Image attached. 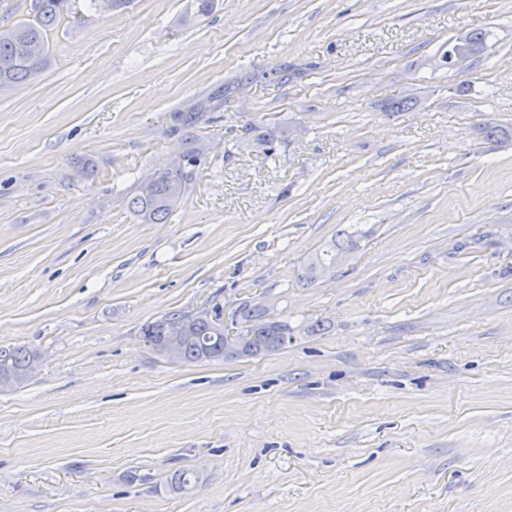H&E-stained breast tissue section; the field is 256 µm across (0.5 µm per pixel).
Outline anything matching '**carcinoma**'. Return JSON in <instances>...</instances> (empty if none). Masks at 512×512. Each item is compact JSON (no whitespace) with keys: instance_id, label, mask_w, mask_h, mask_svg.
<instances>
[{"instance_id":"1","label":"carcinoma","mask_w":512,"mask_h":512,"mask_svg":"<svg viewBox=\"0 0 512 512\" xmlns=\"http://www.w3.org/2000/svg\"><path fill=\"white\" fill-rule=\"evenodd\" d=\"M70 9L69 0H30L29 18L0 30V86L23 84L34 79L48 62V33L54 30ZM487 47V34L469 31L448 40L445 59L448 68L455 67L461 54L476 57ZM186 192V174L177 166L169 171L141 178L128 200L134 214L147 221H165L180 204ZM357 230L342 232L341 238L322 253L314 254L303 271V278L317 280L323 270L333 272L345 263L358 248ZM267 312L258 306L245 304L237 310L242 325L263 328V340L251 350L256 355L280 349L288 344L292 328L285 321L266 319ZM186 336L177 352V360L206 362L224 358V322L219 315L200 312L196 315L172 314L144 328L146 343L162 346L176 332ZM34 355L24 347L0 346V380L11 386L23 384Z\"/></svg>"}]
</instances>
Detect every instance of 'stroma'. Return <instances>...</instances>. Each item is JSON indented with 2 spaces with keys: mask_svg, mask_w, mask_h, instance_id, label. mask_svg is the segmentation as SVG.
I'll list each match as a JSON object with an SVG mask.
<instances>
[{
  "mask_svg": "<svg viewBox=\"0 0 512 512\" xmlns=\"http://www.w3.org/2000/svg\"><path fill=\"white\" fill-rule=\"evenodd\" d=\"M187 3L75 0L0 88V346L35 354L0 391V512H512V0ZM179 161L143 221L137 181ZM243 303L288 345L142 336ZM487 47V34L482 31H469L457 35L448 40V51H445L448 69L455 67V60L461 54H466L470 58L477 57L483 53ZM186 174L181 165L141 178L128 201L134 214L154 223L164 222L182 201ZM360 236L358 229L343 230L341 238L335 240L328 249L321 254L315 253L308 259L302 277L308 280H317L321 278L320 273L323 270L327 269V274L333 272L336 266L345 263L358 248ZM236 313L240 324L263 328L265 337L251 350V355L280 349L288 344V339L291 340L293 330L288 322L266 319L268 314L263 308L244 304ZM240 324L232 319L221 321L217 312L214 315L207 311L196 315L172 314L148 324L143 336L156 350L169 336H174L163 346V352L170 357L175 356L182 336H189L180 346L177 360L198 363L224 359V349L246 348L258 338L257 333ZM178 331L182 334L174 335Z\"/></svg>",
  "mask_w": 512,
  "mask_h": 512,
  "instance_id": "stroma-1",
  "label": "stroma"
}]
</instances>
